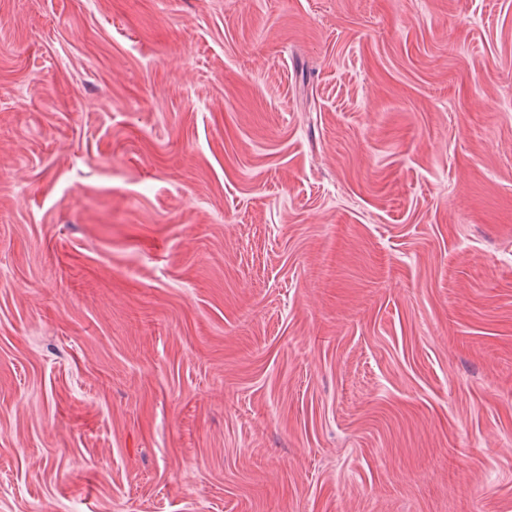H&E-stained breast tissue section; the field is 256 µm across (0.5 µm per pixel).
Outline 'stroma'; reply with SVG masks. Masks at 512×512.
Masks as SVG:
<instances>
[{
    "mask_svg": "<svg viewBox=\"0 0 512 512\" xmlns=\"http://www.w3.org/2000/svg\"><path fill=\"white\" fill-rule=\"evenodd\" d=\"M0 512H512V0H0Z\"/></svg>",
    "mask_w": 512,
    "mask_h": 512,
    "instance_id": "obj_1",
    "label": "stroma"
}]
</instances>
